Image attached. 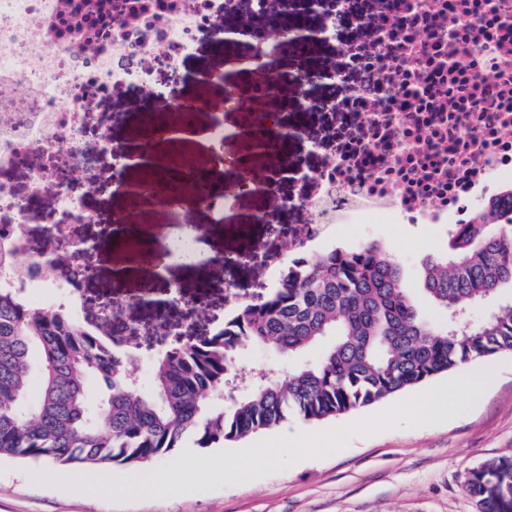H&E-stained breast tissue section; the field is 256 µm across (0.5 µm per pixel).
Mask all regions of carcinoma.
Instances as JSON below:
<instances>
[{"instance_id": "cac0c4a2", "label": "carcinoma", "mask_w": 512, "mask_h": 512, "mask_svg": "<svg viewBox=\"0 0 512 512\" xmlns=\"http://www.w3.org/2000/svg\"><path fill=\"white\" fill-rule=\"evenodd\" d=\"M421 288L381 242L290 256L278 288L245 301L208 336L182 333L143 389L126 355L60 307L0 288V457L61 469L140 467L194 440L237 442L291 417L318 422L372 405L470 360L512 351V184L420 262ZM426 303L445 317H424ZM492 303L478 319L470 309ZM300 360L249 377L240 352ZM40 383L32 391L33 368ZM481 512H512V458L469 473Z\"/></svg>"}]
</instances>
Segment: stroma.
<instances>
[{"mask_svg": "<svg viewBox=\"0 0 512 512\" xmlns=\"http://www.w3.org/2000/svg\"><path fill=\"white\" fill-rule=\"evenodd\" d=\"M152 99L137 92L103 99L98 121L123 143L138 141L139 114ZM95 205L103 215L132 214L135 223L161 224L164 208L138 215L128 196L111 189L112 172L101 167ZM253 203L239 197L216 223L209 210L190 207L208 254L223 268L173 266L157 274L152 256L104 235L100 224L83 234L103 238L86 254L92 275L82 285V307L94 317L101 283L122 299L163 298L179 283L192 306L173 311L183 327L211 333L223 327L233 297L251 299L261 280L242 254L258 249L286 258L293 225L302 214L280 220L269 210L252 223ZM437 224H340L336 242L380 241L416 288L418 266L439 245ZM416 416H406L405 406ZM512 457V352L472 360L455 371L391 398L318 423L288 419L250 438L213 448L186 445L141 467H112L108 477L84 466L66 470L36 460L0 459V512H478L465 489L471 470Z\"/></svg>", "mask_w": 512, "mask_h": 512, "instance_id": "35a3bbf8", "label": "stroma"}]
</instances>
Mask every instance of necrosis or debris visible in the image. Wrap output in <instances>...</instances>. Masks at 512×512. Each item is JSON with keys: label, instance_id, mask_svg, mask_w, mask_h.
<instances>
[{"label": "necrosis or debris", "instance_id": "obj_1", "mask_svg": "<svg viewBox=\"0 0 512 512\" xmlns=\"http://www.w3.org/2000/svg\"><path fill=\"white\" fill-rule=\"evenodd\" d=\"M138 20L121 24L111 10L93 39L85 63L84 35L62 30V18L80 21L89 0H0V237L23 265L0 267V286L16 288L37 308L79 306L80 266L58 280L54 243L67 241L81 255L89 242L71 236L74 224H95L96 187L88 172L121 150L111 127L92 128L87 107L113 93L148 91L175 109L179 120H197L215 99L225 109L223 70L209 71L205 93L192 111L178 80L201 43L221 46L224 31L247 38L268 18L265 0H125ZM290 28L304 38L296 53L337 61L330 80L335 97L281 114H254L263 153L274 169L293 168L289 146L307 129L310 115L332 112L340 133L315 168L302 174L298 195L278 200L281 214L305 220L294 237L299 253L313 252L337 223H362L365 213L429 224L465 223L471 205L512 182V0H292ZM162 60L171 80L160 79L151 60ZM25 171L24 184L15 175ZM176 180L167 225L157 235L165 248L186 255L194 237L179 232L183 206L229 210L237 193L224 170L181 153L145 182ZM44 223L45 248L32 254L29 226Z\"/></svg>", "mask_w": 512, "mask_h": 512}]
</instances>
